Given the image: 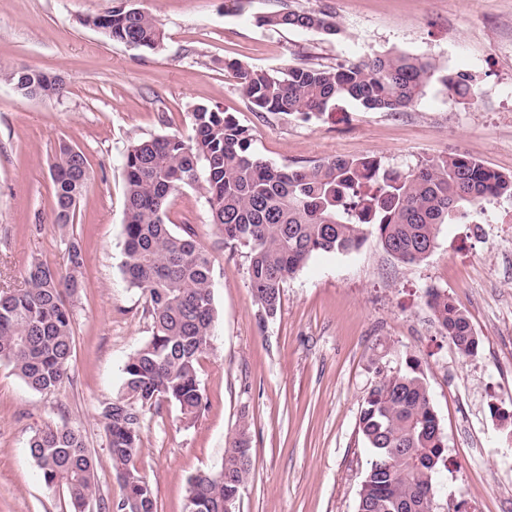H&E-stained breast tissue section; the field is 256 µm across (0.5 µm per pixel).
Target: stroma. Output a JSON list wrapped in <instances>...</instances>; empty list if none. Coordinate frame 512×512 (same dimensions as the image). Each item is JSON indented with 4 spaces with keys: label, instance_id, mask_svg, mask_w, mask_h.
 Segmentation results:
<instances>
[{
    "label": "stroma",
    "instance_id": "1",
    "mask_svg": "<svg viewBox=\"0 0 512 512\" xmlns=\"http://www.w3.org/2000/svg\"><path fill=\"white\" fill-rule=\"evenodd\" d=\"M336 14L338 36L274 32L257 18L276 0L237 14L224 0H132L158 15L160 49L113 42L91 26L113 0H0V69L60 75L62 96L22 97L0 78V289L19 287L35 260L65 271L63 232L51 224L50 166L60 142L86 157L91 180L73 229L83 242L82 286L72 297L70 375L52 393L30 389L0 363V512H69L28 452L48 426L81 431L99 494L119 499L101 410L122 388L128 357L152 334L145 297L121 271L125 176L131 139L190 132V110L213 104L253 135L276 165L370 157L408 172L463 153L512 174V0H290ZM388 52L432 59L471 75L477 103L438 81L403 112L343 101L304 119L259 117L224 63L258 69L333 65ZM173 224L191 225L213 260L216 322L201 362L205 410L187 420L166 401L142 411L136 466L157 512H187V482L216 469L247 422L253 466L236 512H356L369 454L358 433L364 398L381 374L418 360L448 446L435 476L437 512H512V222L444 224L421 262L405 264L368 235L349 254L319 253L286 280L263 321L243 250L224 247L201 190L172 200ZM447 292L480 340L465 357L427 304Z\"/></svg>",
    "mask_w": 512,
    "mask_h": 512
}]
</instances>
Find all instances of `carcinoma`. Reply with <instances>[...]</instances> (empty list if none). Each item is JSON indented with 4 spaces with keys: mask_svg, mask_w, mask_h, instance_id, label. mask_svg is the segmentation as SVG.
I'll return each instance as SVG.
<instances>
[{
    "mask_svg": "<svg viewBox=\"0 0 512 512\" xmlns=\"http://www.w3.org/2000/svg\"><path fill=\"white\" fill-rule=\"evenodd\" d=\"M269 30L296 29L328 36L341 33L322 10L284 7L258 17ZM110 40L154 51L164 40L157 15L118 0L91 20ZM259 116L327 112L351 100L371 112H403L423 96L438 68L405 53L379 54L335 66L300 63L254 69L224 63ZM21 95L43 100L62 95L58 76L34 69L0 74ZM448 94L473 104L478 93L465 73L441 76ZM126 178L122 272L145 296L152 335L125 362L119 397L102 409L107 448L120 482L117 503L97 497L94 459L80 431L47 427L29 440V454L49 488L64 492L73 512H156L151 485L134 465L142 442L140 410L162 401L186 419L199 416L203 395L199 369L211 349L215 318L213 263L194 229L170 223L169 206L185 187L204 191L211 222L224 246L246 251L247 274L261 319L276 316L285 281L317 253L358 250L369 230L382 248L406 263L424 259L442 224H455L483 203L512 196L506 176L465 155L425 160L408 173L370 158H341L310 165L277 166L252 150L250 130L217 106L191 111V133L129 142L122 153ZM52 223H74L90 175L87 160L65 142L51 168ZM68 270L42 261L26 268L23 287L0 292V363L37 392H51L68 378L74 343L66 294L81 287L84 250L66 233ZM428 305L448 340L463 356L476 354L479 339L469 318L441 291ZM359 432L370 454L357 512H435L433 477L447 466V443L419 365L381 375L364 399ZM252 469L247 424L224 448L221 465L188 481L187 512L235 509Z\"/></svg>",
    "mask_w": 512,
    "mask_h": 512,
    "instance_id": "obj_1",
    "label": "carcinoma"
}]
</instances>
